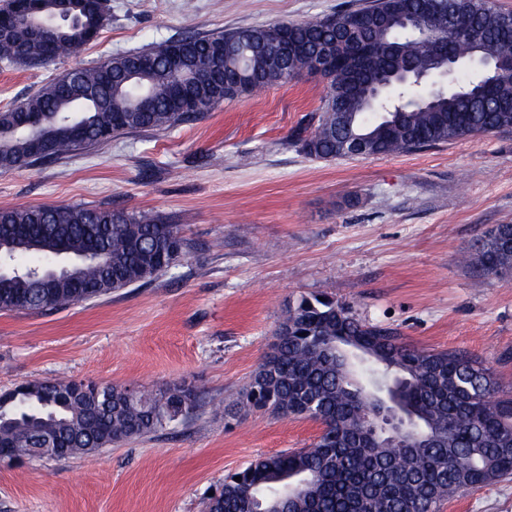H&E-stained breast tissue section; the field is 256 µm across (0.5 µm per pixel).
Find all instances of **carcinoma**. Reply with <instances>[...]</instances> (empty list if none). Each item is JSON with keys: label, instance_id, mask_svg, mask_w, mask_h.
<instances>
[{"label": "carcinoma", "instance_id": "carcinoma-1", "mask_svg": "<svg viewBox=\"0 0 512 512\" xmlns=\"http://www.w3.org/2000/svg\"><path fill=\"white\" fill-rule=\"evenodd\" d=\"M384 8L364 15L361 55L344 38L356 29L355 11L301 22H277L177 39L136 52L116 53L102 65L75 67L12 107L0 111V171L27 168L116 136L166 130L213 111L217 105L267 86H286L313 73L315 48L336 42V65L321 99L317 125L302 140L312 157H344V139L360 142L363 157L412 152L490 133L512 132V75L490 69L469 80L428 92L406 76L407 67L435 74L438 41L397 33L398 17L413 13L429 25L439 13L462 17L448 31V54L512 57L507 13L492 0H375ZM109 13L86 0L78 21L58 47L77 52L95 41ZM222 41L224 59L214 62L202 44ZM176 45L181 69L167 63ZM56 58L42 36L24 30L0 35V61L28 67ZM21 112L44 118L48 145L29 157ZM95 135L79 143L61 132L72 116ZM512 224L481 236L469 263L483 275L512 279ZM1 254L46 257L63 246L78 263L70 277L51 282L39 265L0 276V310H59L146 283L182 258L187 244L179 229L158 215L106 207L50 205L0 209ZM97 258L84 260L90 248ZM363 349L369 366L390 375L395 393L415 421L423 442H375L367 434L376 390L359 364L347 369L338 349ZM71 379L34 381L0 394V441L21 457L45 436L67 456L153 434L190 418L197 392L182 384L131 392L112 384H83L63 395ZM236 410H268L319 423L306 448L260 456L224 477L205 512H253L256 500L290 501L291 512H439L447 499L512 477V395L503 393L483 361L456 350L416 349L389 327L368 325L329 297L300 295L288 302L276 341L236 402ZM241 481H236V478Z\"/></svg>", "mask_w": 512, "mask_h": 512}]
</instances>
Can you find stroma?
<instances>
[{
	"label": "stroma",
	"mask_w": 512,
	"mask_h": 512,
	"mask_svg": "<svg viewBox=\"0 0 512 512\" xmlns=\"http://www.w3.org/2000/svg\"><path fill=\"white\" fill-rule=\"evenodd\" d=\"M372 0H108L97 40L46 66L0 63V111L72 67L186 33L314 19ZM325 83L304 75L163 131L120 135L0 172V209L90 205L159 214L187 243L150 282L58 311H0V393L58 378L188 384L191 419L92 456L0 463V512H204L227 474L307 447L318 423L232 406L290 299L326 294L424 349H461L512 392V282L463 263L512 224V132L387 158L308 156ZM440 512H512V480Z\"/></svg>",
	"instance_id": "stroma-1"
}]
</instances>
